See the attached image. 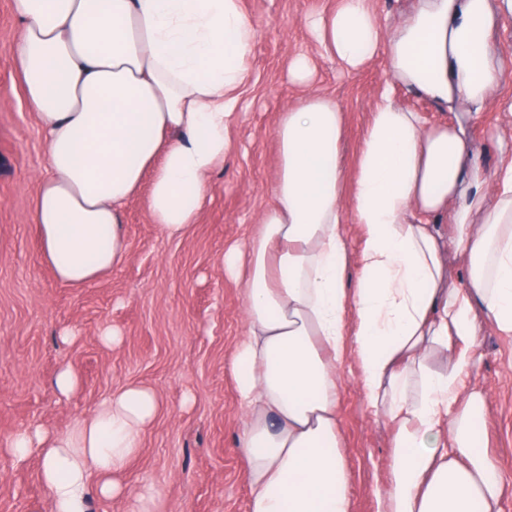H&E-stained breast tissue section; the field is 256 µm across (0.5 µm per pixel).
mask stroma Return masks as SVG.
<instances>
[{"instance_id":"stroma-1","label":"stroma","mask_w":512,"mask_h":512,"mask_svg":"<svg viewBox=\"0 0 512 512\" xmlns=\"http://www.w3.org/2000/svg\"><path fill=\"white\" fill-rule=\"evenodd\" d=\"M335 3L242 0L257 31L251 80L196 224L182 237H165L151 222L146 196L137 197L124 214L127 259L76 288L41 261L33 204L47 152L8 55L20 37L13 0H0V512H51L41 456L16 462L7 451L10 438L36 425L66 428L128 384L155 390L163 408L122 477L129 496L91 499L88 512H132L135 494L148 487L161 494L156 512H246L249 488L233 449L241 410L226 370L243 331L244 283L225 274L222 259L272 200L279 170L274 126L283 107L304 92L289 71L294 56L313 58L312 82L345 114L346 164L362 144L386 84V63L377 57L347 72L319 58L305 20ZM495 48L503 71L494 99L467 119L475 162L490 186L512 160V112L500 107L512 98V14L500 16ZM107 326L120 332L119 343L101 341ZM64 366L79 379L67 395L54 385ZM472 382L488 394L483 446L512 474V335L486 319ZM340 412L356 512H378L391 431L368 410L354 381L341 391Z\"/></svg>"}]
</instances>
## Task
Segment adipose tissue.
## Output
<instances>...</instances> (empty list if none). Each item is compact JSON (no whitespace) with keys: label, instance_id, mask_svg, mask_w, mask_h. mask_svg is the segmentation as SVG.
<instances>
[{"label":"adipose tissue","instance_id":"1","mask_svg":"<svg viewBox=\"0 0 512 512\" xmlns=\"http://www.w3.org/2000/svg\"><path fill=\"white\" fill-rule=\"evenodd\" d=\"M14 8L23 33L10 56L48 155L33 210L41 256L59 281L83 287L126 258L123 212L139 195L161 233L195 224L230 146L256 29L241 0ZM495 25L493 0H411L389 33L369 0H339L308 20L322 58L352 72L385 55L390 81L352 180L335 100L310 89L283 108L273 200L224 254L225 271L245 283L229 368L248 512H354L338 409L348 362L394 432L379 512H501L512 491L481 445L485 397L468 382L480 317L512 335V165L485 188L457 112L493 96ZM397 88L455 113L454 123L403 108ZM451 208L449 245L436 220ZM475 211L481 223H471ZM351 223L361 236L354 253ZM160 407L154 390L124 386L66 429L18 432L10 451L42 457L53 512H87L92 497L124 493L117 476Z\"/></svg>","mask_w":512,"mask_h":512}]
</instances>
